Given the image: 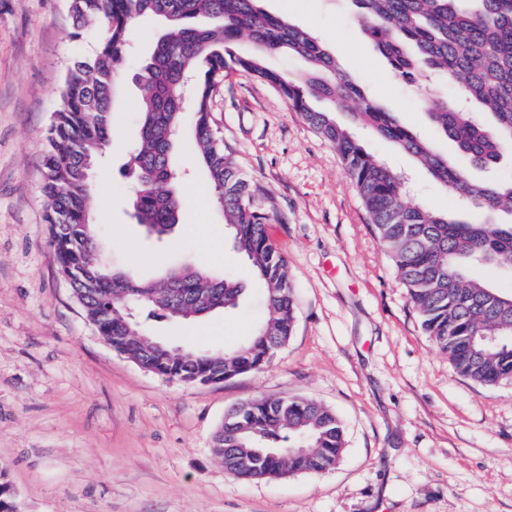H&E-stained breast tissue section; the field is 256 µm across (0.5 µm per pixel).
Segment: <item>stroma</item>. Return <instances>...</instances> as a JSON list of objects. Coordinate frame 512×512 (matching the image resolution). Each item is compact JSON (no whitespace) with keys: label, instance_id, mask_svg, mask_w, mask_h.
<instances>
[{"label":"stroma","instance_id":"35a3bbf8","mask_svg":"<svg viewBox=\"0 0 512 512\" xmlns=\"http://www.w3.org/2000/svg\"><path fill=\"white\" fill-rule=\"evenodd\" d=\"M313 32L341 68L440 153L432 102L460 86L433 73L425 94L400 80L357 22L352 0H263ZM160 25L139 19L112 109L94 221L111 263L143 275L184 263L233 270L246 297L198 323L149 319L166 342L236 347L261 319V285L233 251L209 174L184 117L175 163L184 211L170 237L131 216L130 150L140 136L136 76ZM101 25L76 30L69 0H0V472L17 512H512V384L460 376L425 336L334 146L269 85L225 76L211 102L224 146L259 188L271 238L288 261L296 322L259 372L187 385L116 353L85 319L58 271L41 194L44 135L69 65ZM370 152L435 210L455 199L393 142L363 131ZM314 400L336 413L345 450L331 471L242 483L212 436L228 410L265 396Z\"/></svg>","mask_w":512,"mask_h":512}]
</instances>
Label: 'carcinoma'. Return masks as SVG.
I'll use <instances>...</instances> for the list:
<instances>
[{"label": "carcinoma", "instance_id": "cac0c4a2", "mask_svg": "<svg viewBox=\"0 0 512 512\" xmlns=\"http://www.w3.org/2000/svg\"><path fill=\"white\" fill-rule=\"evenodd\" d=\"M262 0H71L78 29L101 22L105 34L94 53L67 71L59 107L47 131L42 159L47 219L55 257L86 319L112 345L123 344L159 374L194 383L199 358L209 349L187 348L192 359L156 365L145 343L122 340L127 327L150 335L144 324L126 317L123 305L159 319L190 321L241 305L245 288L233 273L196 265L173 270L159 280L144 278L137 267L112 266L97 247L91 220L92 191L86 163H96L112 137L115 85L124 65L132 22L158 18L165 32L142 66L140 141L128 165L137 175L132 209L136 222L161 237L179 223L182 197L173 149L183 120L184 80L195 88L193 134L199 160L210 176L208 190L224 212L232 248L251 267L263 287L264 319L235 347L242 354L224 371L268 363L267 351L293 333L294 295L288 263L267 232L268 216L258 189L240 173L217 136L211 100L224 73L246 72L271 86L295 112L331 142L356 187L370 224L392 260L410 302L432 344L462 377L484 386L512 384V293L502 294L472 276L478 267L512 268V223L493 224L487 214L512 215V181L473 180L467 170L433 150L412 128L369 98L343 72L310 32L287 17L264 10ZM361 29L386 56L403 81L414 84L422 72H442L461 84L471 103L491 114L489 133L474 113L442 102L429 113L437 130L475 166L489 168L512 148V0H354ZM246 37L253 54L239 55L230 45ZM305 59L310 70L295 80L264 65L268 54ZM329 103L318 111L313 102ZM350 110L349 122L335 113ZM359 127L395 143L459 203L463 219L407 201L402 178L374 156L356 134ZM225 448L224 469L251 482L254 474L238 467L245 454H264L263 474L274 480L318 473L336 465L345 448L336 414L308 399L281 402L258 397L238 410L216 433ZM298 448L308 452L299 454ZM14 492L0 476V512H14Z\"/></svg>", "mask_w": 512, "mask_h": 512}]
</instances>
